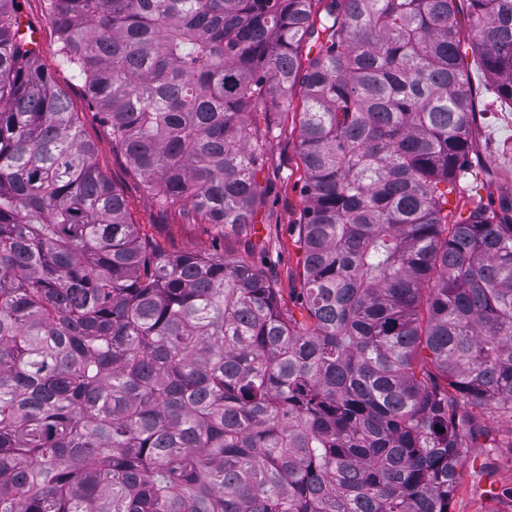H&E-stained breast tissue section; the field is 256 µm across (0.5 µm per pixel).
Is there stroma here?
Segmentation results:
<instances>
[{"instance_id":"35a3bbf8","label":"stroma","mask_w":512,"mask_h":512,"mask_svg":"<svg viewBox=\"0 0 512 512\" xmlns=\"http://www.w3.org/2000/svg\"><path fill=\"white\" fill-rule=\"evenodd\" d=\"M18 8L39 29L38 62L67 97L71 111L78 118L82 137L94 146L100 169L125 197L133 222L174 254L221 252L230 260L243 256L244 249L237 236L224 235L221 229L206 223L194 213L189 200H180L167 210H160L126 158L113 152L109 126L91 106L82 81L61 63L56 33L43 0H19ZM460 19L461 51L477 92L481 115L473 127L474 166L465 177L448 186L446 210L452 223L466 218L476 206L495 208L500 202L512 199V109L499 105L495 90L472 51L470 17L464 13ZM289 103L288 112L280 117L267 113L263 106H255L245 115L243 124L268 131L266 160L256 175L265 196L257 214L258 232L254 236L259 247L251 261L273 275L284 305L294 310L298 307L296 295L303 273L299 226L307 205L303 194L304 166L298 148L301 88L293 89ZM475 415L497 445L467 450L458 469L449 512H512V416L490 415L480 409Z\"/></svg>"}]
</instances>
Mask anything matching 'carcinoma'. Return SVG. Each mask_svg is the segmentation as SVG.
<instances>
[{"instance_id": "obj_1", "label": "carcinoma", "mask_w": 512, "mask_h": 512, "mask_svg": "<svg viewBox=\"0 0 512 512\" xmlns=\"http://www.w3.org/2000/svg\"><path fill=\"white\" fill-rule=\"evenodd\" d=\"M512 108V0H44L146 188L247 234L300 85V315L246 259L140 233L0 0V512H449L512 415V205L470 169L459 14ZM316 54L300 62V48Z\"/></svg>"}]
</instances>
